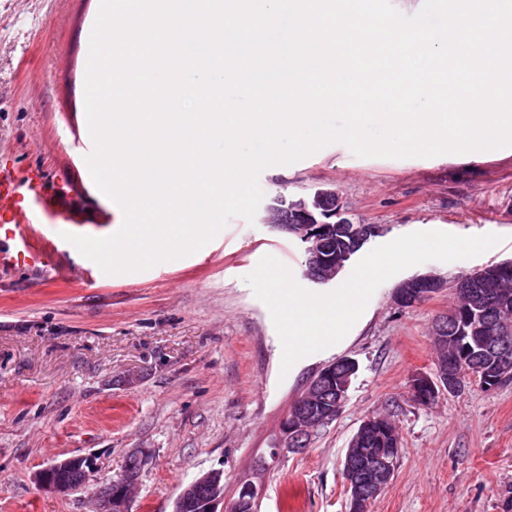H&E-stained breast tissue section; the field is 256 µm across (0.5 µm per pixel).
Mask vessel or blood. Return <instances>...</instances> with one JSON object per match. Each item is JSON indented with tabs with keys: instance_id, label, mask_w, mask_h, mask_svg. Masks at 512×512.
I'll return each instance as SVG.
<instances>
[{
	"instance_id": "vessel-or-blood-1",
	"label": "vessel or blood",
	"mask_w": 512,
	"mask_h": 512,
	"mask_svg": "<svg viewBox=\"0 0 512 512\" xmlns=\"http://www.w3.org/2000/svg\"><path fill=\"white\" fill-rule=\"evenodd\" d=\"M39 173L15 179L0 167V237L12 243L9 261L40 273H48L51 258L39 242L45 224H67L70 216L54 209L42 195Z\"/></svg>"
}]
</instances>
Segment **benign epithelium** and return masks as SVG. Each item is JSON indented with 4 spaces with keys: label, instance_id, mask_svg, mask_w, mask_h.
Masks as SVG:
<instances>
[{
    "label": "benign epithelium",
    "instance_id": "7a95c632",
    "mask_svg": "<svg viewBox=\"0 0 512 512\" xmlns=\"http://www.w3.org/2000/svg\"><path fill=\"white\" fill-rule=\"evenodd\" d=\"M313 206L320 210L315 213L307 207L299 210L281 204L275 216L272 228L286 234L297 233L304 240L305 257L308 259L307 274L317 283H325L330 278V271L336 270V260L327 254L325 241L327 234L321 230L323 224H335L338 231L349 236L359 244L365 238L380 233L378 226L363 224L356 227L348 217L340 199L328 197L323 191H317ZM442 288L441 282L431 275H419L401 282L394 292V301L400 307H412L424 302ZM467 310L459 325V333L470 336L477 341L485 340V325L474 318V308ZM498 361L493 374L482 381L480 388L493 391L500 382L512 375V348L504 343L498 346ZM358 366L350 360L341 370L330 363L323 367L308 383L303 392V402L288 412L280 423L279 437L270 457L277 459L287 453L303 451L306 442L303 438L312 436L321 426L332 423L341 413L347 399L351 378ZM336 390V408L326 409L322 405V396L327 391ZM465 389L458 370V363L450 358L436 368L435 377L419 375L412 380L411 392L416 401L426 404L443 393L456 394ZM86 467L90 473L92 462L81 456H74L55 461L39 471L35 480L46 491L62 496L76 491V488L63 480H55L50 471L55 468L63 470L71 467ZM395 460L384 448H363L358 453L347 451L345 461L346 491L348 493V512H369L374 498L389 484ZM221 471L207 472L183 487L174 501L173 512H181L183 503L193 497L201 487L209 489L206 499L201 501L203 512H218L224 503V486L221 485ZM138 482V477L122 473L111 484V489L97 495L95 512H129L131 491ZM262 491L261 481L251 476L241 482L240 496L233 503L231 512H243L259 501Z\"/></svg>",
    "mask_w": 512,
    "mask_h": 512
}]
</instances>
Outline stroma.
<instances>
[{
	"label": "stroma",
	"instance_id": "obj_1",
	"mask_svg": "<svg viewBox=\"0 0 512 512\" xmlns=\"http://www.w3.org/2000/svg\"><path fill=\"white\" fill-rule=\"evenodd\" d=\"M92 2L0 0V165L40 172L53 196L82 171L81 54ZM259 185L268 200L330 186L355 223L380 226L373 248L430 230L503 241L474 258L394 275L338 345L285 373L271 313L245 277L271 255L303 288L334 291L335 283L306 279L300 242L236 216L194 254L108 275L63 235H113L121 208L91 189L61 196L78 221L44 234L66 274L50 280L0 267V512H93L94 495L137 448L149 459L130 512H172L185 485L218 469L232 504L308 382L344 356L358 364L345 407L308 448L266 471L258 512H346L342 462L372 414L395 422L403 452L371 512H505L512 384L486 392L471 383L429 406L413 400L409 385L436 372L431 327L455 303L454 282L512 260V147L396 159L359 157L333 143L266 168ZM420 274L440 278L443 290L398 307L394 289ZM72 456L94 462L86 485L68 496L42 491L36 474Z\"/></svg>",
	"mask_w": 512,
	"mask_h": 512
}]
</instances>
